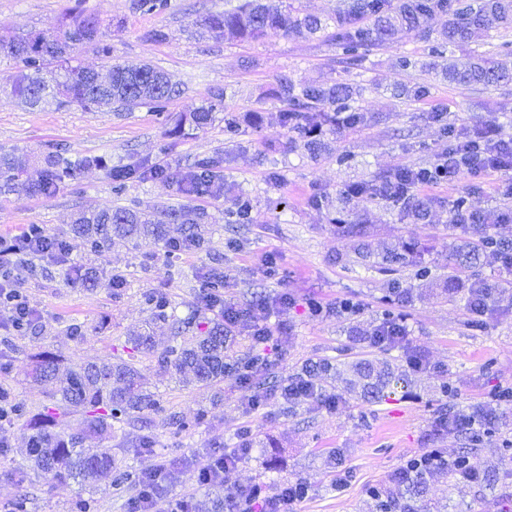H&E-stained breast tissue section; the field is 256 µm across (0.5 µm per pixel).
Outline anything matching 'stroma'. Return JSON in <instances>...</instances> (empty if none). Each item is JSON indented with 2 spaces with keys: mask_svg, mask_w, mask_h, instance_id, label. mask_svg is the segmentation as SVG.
Returning <instances> with one entry per match:
<instances>
[{
  "mask_svg": "<svg viewBox=\"0 0 512 512\" xmlns=\"http://www.w3.org/2000/svg\"><path fill=\"white\" fill-rule=\"evenodd\" d=\"M236 3L167 0L163 10L152 12L140 8L139 0H0L2 36L55 31L63 10L75 8L101 24L98 46L77 52L83 66L148 62L176 85L160 111L148 105L32 111L0 94V151H58L72 160L100 156L108 163L104 169L77 170L49 198L0 195V235L27 224L44 225L66 242L73 261L101 275L100 287L83 290L71 287L54 261L19 262L20 286L39 320L23 336L9 327L8 312L0 308V352L14 359L12 371L0 374V385L38 412L48 404L53 386L29 380L34 355L51 353L65 367L121 357L128 336L151 325L154 348L137 354L134 362L159 407L113 432L111 445L119 465L136 471L175 460L165 477L170 493L157 500L155 512H169L171 500L179 496L203 499L207 487L199 483V472L215 449L237 447L246 428L254 446L225 476L223 494L244 485L268 496L280 484L300 480L309 493L297 512H371L369 487H387L390 474L407 457L427 448L459 453L456 434H434L438 416L449 409L471 411L493 390L512 387V270L486 255L479 264L459 267L457 248L478 236L448 222L457 199H465L471 210L489 211L512 207V198L462 176L417 191L428 214L410 221L401 219L398 204L350 197L346 190L407 164H432L455 140L488 121L512 137V84L448 83L435 75L427 42L411 33L391 46L370 49L361 67L348 72L338 63L341 49L320 37L278 32L227 45L193 36L196 19ZM153 28L163 29L165 40L144 39ZM404 56L415 60V67L401 69ZM284 74L301 83H361L367 123L324 132L322 150L308 151L278 120L281 104L274 90ZM418 85L428 86V94L414 99L397 92ZM217 95L224 109L212 123L186 127L179 137L172 134L176 117ZM230 117L237 121L232 131L225 125ZM215 156L223 159V195L187 199L179 194L178 180L199 160ZM111 166L148 169L152 175L120 185L107 172ZM240 197L251 204L244 221L236 215ZM184 202L206 212L209 250L171 257L160 245L136 248L116 241L90 252L70 223L80 210L155 212ZM403 245L416 251L412 263L383 262L386 249ZM270 256L277 266L268 277L264 270ZM213 272L226 275L225 296L243 306L283 292L295 299L275 315L290 329L283 352L256 372L255 382L242 385L231 375L210 386L186 384L155 364L156 354L183 338L175 319H152L147 296L164 297L175 318L187 317L202 306L204 281ZM116 274L123 277L118 288L112 285ZM478 283L504 294L476 322L467 295ZM345 298L362 303V312L336 315V302ZM312 300L327 305V313L311 315ZM391 313L407 317L406 346L371 347L368 335ZM412 353L424 357L430 370H410ZM364 360L407 372L410 385L396 389L386 402H366L353 371ZM310 362L331 364V372L313 382L338 397L336 409L314 399L291 402L276 395V386ZM257 394L267 401L253 411L248 401ZM498 414L493 434L477 445V462L498 468L500 480L490 487L435 476L430 495L446 499L448 512H512V450L502 445L512 434V404L501 406ZM183 420L189 429H180ZM146 436L153 442L149 454L140 447ZM0 441L9 447L7 459H0V512H15L21 498L26 512H71L75 484L50 482L31 471L26 431L2 422ZM340 466L352 472L341 490L332 484Z\"/></svg>",
  "mask_w": 512,
  "mask_h": 512,
  "instance_id": "obj_1",
  "label": "stroma"
}]
</instances>
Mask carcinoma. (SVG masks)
<instances>
[{
    "instance_id": "obj_1",
    "label": "carcinoma",
    "mask_w": 512,
    "mask_h": 512,
    "mask_svg": "<svg viewBox=\"0 0 512 512\" xmlns=\"http://www.w3.org/2000/svg\"><path fill=\"white\" fill-rule=\"evenodd\" d=\"M448 10L451 18L442 33V46L462 47L476 34L512 28V0H343L333 18L334 27L320 16L304 13L300 7L285 5L281 0H239V4L221 13L209 14L194 22L200 34L226 43L258 40L272 30L289 35L329 37L343 50L344 63L357 66L362 61L358 49L392 45L405 33L416 32L429 39L427 23L435 13ZM99 22L82 12L66 13L59 31L14 36L0 42L16 64L8 80L10 94L22 107L41 110L49 105L67 107L76 104L88 111L102 108L130 109L150 105L162 109L173 89L167 75L149 63L135 66L109 64L102 75L73 64L77 48L94 44L99 38ZM448 82L461 86H498L512 82V68L476 56L448 62L444 68ZM363 87L347 83H297L282 75L276 95L283 104L281 123L291 132L307 126L316 131L336 126V114L353 112L365 121L364 110L356 105ZM221 104L209 101L189 112L186 120L202 127L214 120ZM31 155L0 153V191L21 189L31 196L51 197L74 168L64 162L61 153L48 152L38 159L41 178L35 182L24 178ZM221 160L204 159L197 171L181 179L179 191L187 196H218L224 179L218 174ZM206 213L183 204L157 214L116 207L82 212L74 217L73 231L90 244V249L109 245L112 239H124L134 246L142 243L164 244L168 252L207 249L209 237L202 224ZM184 225L182 236H169L168 225ZM68 280L74 288L97 286L96 273L77 263ZM208 309L222 302L224 279L213 275L207 281ZM194 342L181 348L171 347L157 356L158 366L179 374L185 380L202 385L218 384L236 372L228 349L234 337L224 333V322L210 319ZM130 350L138 353L152 349V336L137 332L128 337ZM58 361L52 357L38 359L32 365L31 378L37 383L57 379ZM359 377L366 380L364 395L374 402L387 396L393 372L377 370L370 362L358 365ZM156 404L155 394L143 386L139 368L122 358L87 361L68 368L66 377L53 393L52 401L37 413L27 410L7 387H0V405L9 409L13 421L28 431V457L31 466L48 480H72L80 487L74 512H95L103 480L120 485L130 479L146 480L140 472L132 475L112 457V448L100 441L112 439L114 424ZM82 416L83 429L78 434L65 431L66 419ZM434 474L419 470L404 484L387 494V501L375 499V512H426L424 502L430 492Z\"/></svg>"
}]
</instances>
